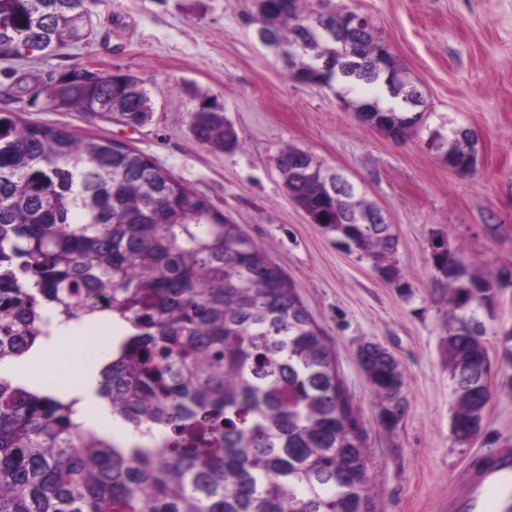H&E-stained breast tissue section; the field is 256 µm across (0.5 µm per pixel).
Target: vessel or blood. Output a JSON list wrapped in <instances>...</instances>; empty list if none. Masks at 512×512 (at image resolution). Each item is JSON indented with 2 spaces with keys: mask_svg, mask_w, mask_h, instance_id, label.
<instances>
[{
  "mask_svg": "<svg viewBox=\"0 0 512 512\" xmlns=\"http://www.w3.org/2000/svg\"><path fill=\"white\" fill-rule=\"evenodd\" d=\"M449 512H512V448H499L468 466Z\"/></svg>",
  "mask_w": 512,
  "mask_h": 512,
  "instance_id": "obj_1",
  "label": "vessel or blood"
}]
</instances>
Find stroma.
I'll return each mask as SVG.
<instances>
[{
	"mask_svg": "<svg viewBox=\"0 0 512 512\" xmlns=\"http://www.w3.org/2000/svg\"><path fill=\"white\" fill-rule=\"evenodd\" d=\"M368 17L390 41L425 112L397 142L362 124L339 85L291 80L259 38L254 0H85L89 39L62 55L0 58V109L35 124L117 140L205 196L279 266L336 353L360 413L378 512H448L470 462L512 447V287L494 289L479 316L493 364V396L467 445L451 431L454 395L444 344L448 306L433 294L431 231L462 247L482 275L512 273V0H332ZM72 66L137 77L152 118L132 129L77 109L50 110L52 78ZM223 107L241 147L197 142L190 114ZM473 132L466 175L446 159L452 130ZM294 146L346 175L397 236L384 280L358 251L311 223L282 186L274 158ZM379 342L406 375L409 411L393 431L378 420L356 350Z\"/></svg>",
	"mask_w": 512,
	"mask_h": 512,
	"instance_id": "stroma-1",
	"label": "stroma"
}]
</instances>
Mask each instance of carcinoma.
Returning a JSON list of instances; mask_svg holds the SVG:
<instances>
[{"label": "carcinoma", "instance_id": "1", "mask_svg": "<svg viewBox=\"0 0 512 512\" xmlns=\"http://www.w3.org/2000/svg\"><path fill=\"white\" fill-rule=\"evenodd\" d=\"M261 41L290 77L329 85L345 77L404 98L419 92L367 74L371 39L345 48L306 39V24H336L347 8L322 0H255ZM84 0H0V56L56 54L86 37ZM319 60L332 62L328 68ZM45 103L141 126L150 99L128 73L72 68L52 79ZM395 139L420 122L385 113ZM195 139L240 146L224 108L191 114ZM448 149L470 168L471 136ZM288 196L315 224L366 256L387 281L397 240L389 224H353L371 205L356 187L333 194L327 171L297 147L274 158ZM433 291L449 306L445 338L455 408L451 430L481 432L492 363L479 319L495 288L459 248L431 241ZM118 322L99 364L96 395L129 437L113 440L77 417L80 399L53 384L0 375V512H376L358 410L336 358L294 286L237 224L146 155L66 126L0 113V367L40 349L55 323ZM360 366L379 421L394 430L408 412L405 373L381 344L361 343Z\"/></svg>", "mask_w": 512, "mask_h": 512}]
</instances>
